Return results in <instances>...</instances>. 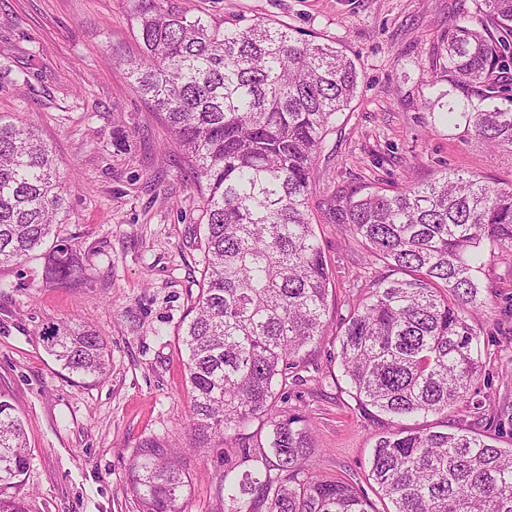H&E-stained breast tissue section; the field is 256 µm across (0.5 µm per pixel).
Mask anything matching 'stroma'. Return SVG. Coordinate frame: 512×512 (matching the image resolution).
Masks as SVG:
<instances>
[{
  "mask_svg": "<svg viewBox=\"0 0 512 512\" xmlns=\"http://www.w3.org/2000/svg\"><path fill=\"white\" fill-rule=\"evenodd\" d=\"M189 14L231 26L287 24L297 37L331 40L359 72L350 106L334 119L316 161L310 204L332 279L328 329L277 404L304 419L316 470L358 485L376 512L385 505L366 474L388 424L358 410L337 358L336 334L353 303L388 273L338 224L322 223L338 190L404 189L447 174L512 187V153L448 128L426 107L448 85L436 81L448 28L472 0H176ZM133 0H0V115L34 126L69 189V207L49 240L17 266L0 267V391L27 436L23 476L29 512H139L129 465L139 444L174 440L190 475L185 512H224L218 481L240 465L236 449L189 439L186 355L178 332L191 317L205 266L200 194L170 133L133 87L127 60L140 54ZM81 264L79 281L46 276L55 242ZM487 304L473 316L483 374L472 396L512 448V266L486 257ZM88 325L108 343L99 381L63 370L42 330Z\"/></svg>",
  "mask_w": 512,
  "mask_h": 512,
  "instance_id": "35a3bbf8",
  "label": "stroma"
}]
</instances>
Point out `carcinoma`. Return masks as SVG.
I'll use <instances>...</instances> for the list:
<instances>
[{
	"instance_id": "cac0c4a2",
	"label": "carcinoma",
	"mask_w": 512,
	"mask_h": 512,
	"mask_svg": "<svg viewBox=\"0 0 512 512\" xmlns=\"http://www.w3.org/2000/svg\"><path fill=\"white\" fill-rule=\"evenodd\" d=\"M133 20L141 54L130 78L199 181L205 269L180 342L196 447L218 436L247 465L219 479L224 512H376L354 484L318 475L309 428L275 408L277 386L326 332L331 275L310 197L331 117L356 97V65L336 43L284 24L224 27L174 0H136ZM443 43L448 89L431 108L487 146L512 149V103H498V74L512 64V0H474ZM67 203L50 147L31 127L0 121V266L40 248ZM327 220L394 274L372 283L337 336L357 409L388 418L367 474L385 512H512V448L471 427L401 425L479 409L470 396L481 339L470 315L486 303L485 250L512 265V188L445 175L405 190L343 191ZM75 272L72 247L55 246L52 279ZM43 337L62 368L107 374L97 331L56 325ZM253 420L265 434L242 433ZM28 466L22 421L0 392V512H28ZM130 470L140 512H183L188 472L173 444L143 441Z\"/></svg>"
}]
</instances>
